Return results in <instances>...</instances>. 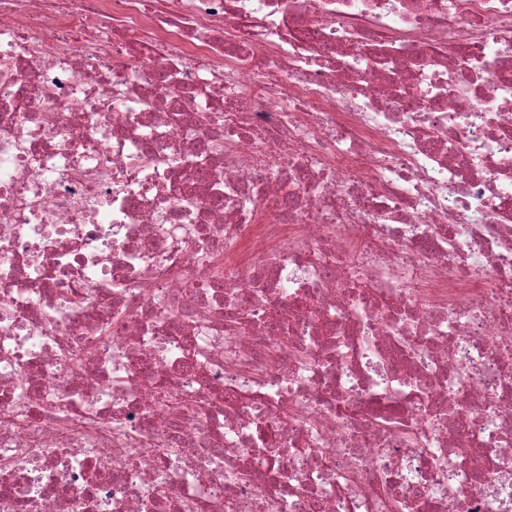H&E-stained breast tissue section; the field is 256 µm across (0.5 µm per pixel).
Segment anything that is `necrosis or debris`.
Instances as JSON below:
<instances>
[{"label":"necrosis or debris","mask_w":512,"mask_h":512,"mask_svg":"<svg viewBox=\"0 0 512 512\" xmlns=\"http://www.w3.org/2000/svg\"><path fill=\"white\" fill-rule=\"evenodd\" d=\"M0 512H512V0H0Z\"/></svg>","instance_id":"necrosis-or-debris-1"}]
</instances>
